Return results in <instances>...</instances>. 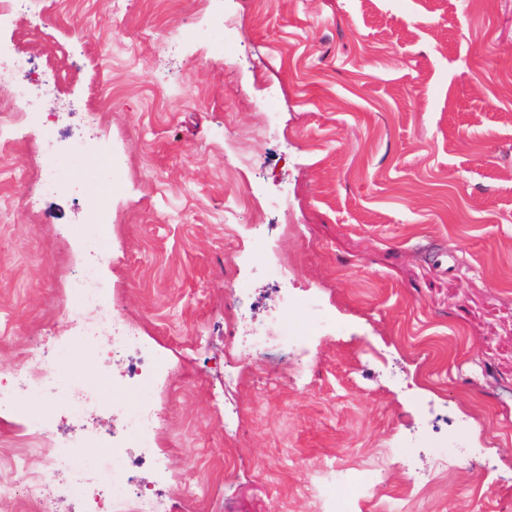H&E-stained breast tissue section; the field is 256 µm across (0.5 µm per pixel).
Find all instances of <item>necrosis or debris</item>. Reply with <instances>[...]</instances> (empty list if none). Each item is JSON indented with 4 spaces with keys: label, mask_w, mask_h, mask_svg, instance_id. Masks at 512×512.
<instances>
[{
    "label": "necrosis or debris",
    "mask_w": 512,
    "mask_h": 512,
    "mask_svg": "<svg viewBox=\"0 0 512 512\" xmlns=\"http://www.w3.org/2000/svg\"><path fill=\"white\" fill-rule=\"evenodd\" d=\"M54 143L51 127L42 126L39 142L41 174L33 186L34 191L55 194L75 186L85 195L93 196L104 188L119 190L122 179L114 167L99 168L95 176L85 177L83 167L96 154V147L83 143L72 145L70 155L74 164L70 175L66 176L60 168ZM86 246L88 261L81 276L71 286L69 301V312L81 337L79 347L62 352L50 362L43 356L39 337H31L13 373V388H0V411L34 418L30 436L37 442L36 447L21 450L9 464V477L0 480V512H19L26 502L33 504L34 512H55L46 476L59 469L68 473L72 491L81 496L105 481L103 472L86 464L87 441L57 442L48 423L51 406L30 398L32 390L41 389L64 397L70 409H85L88 382L76 375L63 377L62 371L86 357L98 355L101 323L94 320V313H107L112 326L113 350L129 348L140 341L137 330L121 320L113 308L110 283L97 274L99 264L111 252L110 239L103 232L87 238ZM165 420L163 404L140 401L126 425L123 444L112 447L113 459H120L124 449L138 448L155 468L164 469L165 459L151 443L162 430Z\"/></svg>",
    "instance_id": "4bbe7bcc"
}]
</instances>
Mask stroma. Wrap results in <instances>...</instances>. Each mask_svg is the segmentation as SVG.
<instances>
[{"label":"stroma","instance_id":"stroma-1","mask_svg":"<svg viewBox=\"0 0 512 512\" xmlns=\"http://www.w3.org/2000/svg\"><path fill=\"white\" fill-rule=\"evenodd\" d=\"M52 38L19 16L0 41L58 64V87L29 104L59 153L107 143L123 188L109 260L121 318L169 372L143 395L166 405L153 443L169 469L135 456L124 481L168 502L204 488L211 512H320L318 466L385 463L356 512H512V0H43ZM233 17V42L209 36ZM277 113L263 128L266 87ZM99 113V126L86 115ZM0 159V384L29 336L49 352L71 335L65 300L92 202L79 190L25 204L40 170L37 135L16 128ZM264 234L245 231L253 194ZM285 266L272 278L266 256ZM313 296L336 320L239 358L282 295ZM142 356L93 363L96 405L58 408L59 441L108 456L134 396L113 394ZM303 359L300 383L268 371ZM239 362L233 383L225 362ZM462 451L421 489L439 445ZM408 449L411 465L386 461ZM232 465H225V456ZM308 468H301V461ZM223 470L214 480L212 473Z\"/></svg>","mask_w":512,"mask_h":512}]
</instances>
